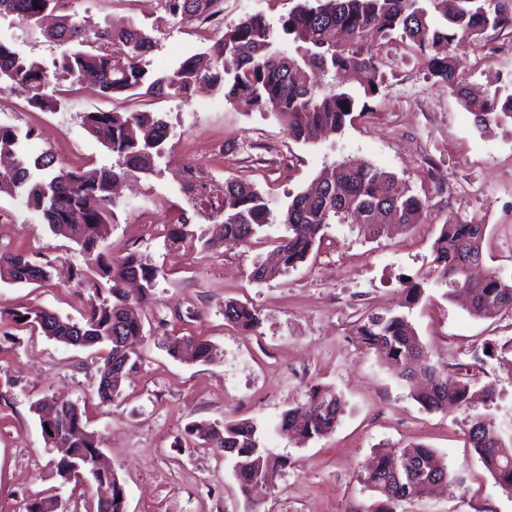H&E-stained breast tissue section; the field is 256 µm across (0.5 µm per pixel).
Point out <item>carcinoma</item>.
Wrapping results in <instances>:
<instances>
[{"label": "carcinoma", "mask_w": 512, "mask_h": 512, "mask_svg": "<svg viewBox=\"0 0 512 512\" xmlns=\"http://www.w3.org/2000/svg\"><path fill=\"white\" fill-rule=\"evenodd\" d=\"M74 0H0V18L17 17L39 27L47 12L57 13V24L46 36L65 46L49 71L29 61L0 40V91L25 95L28 106L55 111L60 101L48 93L59 75L96 88L105 98L157 97L164 93L188 99L199 85H207L233 103L250 100L258 110L281 122L289 139L310 143L325 131H341L360 103L379 91L382 51L398 43L412 49L430 78L448 83L474 115L482 130L512 121V92L495 91L481 100L469 99L458 78L449 49L453 43L477 42L489 32L512 35V0H297L280 19L276 32L260 14L247 15L231 26H222L224 0H159L161 10L174 17L217 25L219 37L162 74L146 68L145 57L155 46L152 32L135 19L120 26L88 29L76 19ZM355 70L364 75L356 89L332 83L336 74ZM85 129L115 157L111 166L82 169L55 166L46 153L28 162L22 140L33 129L21 131L0 124V154L16 157L14 166L0 171V194L22 193L27 206L40 213L50 231L80 245L84 265L75 270L79 283L92 285L97 295L82 319L73 321L41 307L10 312L8 320L23 322L58 342L80 338L81 348L100 352L102 366L131 360L135 351L128 337L140 336L143 324L137 309L148 303L161 275L136 251L121 255L107 244L114 224L115 182L135 173L149 172L164 153L170 137L168 122L150 111L87 112ZM427 200L397 182L395 175L368 162L343 161L320 173L312 186L297 195L274 217L266 197L252 184L233 177L221 184L205 181L198 187L193 213L222 224V243L247 245L260 229L278 219L285 234L276 240V266L256 263V281L288 274L303 263L321 241L330 224H357L364 235L377 239L386 225L409 226L424 222ZM196 234L188 213L165 225L169 246L194 242ZM486 225L450 218L433 244L435 281L453 292L470 296L468 311L474 317L492 318L512 312V274L494 270L482 280L468 278L465 265L483 258ZM50 279L48 264L34 261L19 250L0 253V281L38 284ZM140 283L133 297L126 288ZM224 320L243 331L260 325L256 309L237 300L224 302ZM362 347L393 363L398 377L414 398L430 411L466 406L476 397L487 402L495 390L472 391L470 380L452 382L429 362L427 348L412 324L391 312H368L354 329ZM168 353L179 360L209 363L210 342L196 336L171 338ZM121 381L100 377L97 394L111 403L120 395ZM54 427L67 456L58 460L57 474L69 481L68 462L81 463L92 480L112 486L111 503L96 512H126L121 500L124 486L110 467H100L95 437L85 430L78 404L51 398ZM345 408L332 389L311 386L304 402L281 415L279 427L304 441L335 432ZM185 434L195 447L217 448L234 464L239 491L251 509L263 502L270 471L287 460L260 446L257 427L250 421L224 425L192 422ZM465 434L473 451L506 491L512 492V439L507 441L495 418L475 414ZM447 460L432 448L416 445L380 453L361 471V481L387 503L428 495L436 483L448 480ZM53 496L34 498L26 512H56Z\"/></svg>", "instance_id": "1"}]
</instances>
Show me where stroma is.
Instances as JSON below:
<instances>
[{
    "instance_id": "stroma-1",
    "label": "stroma",
    "mask_w": 512,
    "mask_h": 512,
    "mask_svg": "<svg viewBox=\"0 0 512 512\" xmlns=\"http://www.w3.org/2000/svg\"><path fill=\"white\" fill-rule=\"evenodd\" d=\"M293 0H224V21L260 14L271 26ZM79 16L100 26L132 17L157 27L158 42L146 56L162 72L200 51L194 23L164 19L156 5L135 0H76ZM0 38L21 56L52 66L61 47L19 19L0 20ZM382 70L380 91L363 114L342 131L309 144L289 140L271 115L248 103L225 102L203 87L188 99L165 96L152 111L166 114L177 135L154 174H136L120 189L124 207L112 226L111 251H138L160 269L154 295L142 311L143 334L135 342V369L118 399L100 403L99 374L87 351L48 338L40 330L0 322V512H24L35 497L53 495L58 512H96V486L62 483L43 438L33 403L45 396L76 402L86 428L124 485L126 512H247L232 467L211 448L184 446L193 421L248 420L260 441L288 465L277 470L262 512H375L378 498L359 480L363 463L381 451L423 444L444 456L450 479L423 498L395 503L394 512H512L505 492L472 452L464 430L471 415L491 412L512 432V366L485 358L475 380L499 394L493 406L474 402L445 412L425 409L389 364L360 346L353 324L368 310L404 313L439 365L470 362L473 351L512 339V313L477 319L433 281L432 245L448 217L486 226L481 272L512 271V124L481 131L446 84L427 78L406 48ZM452 54L474 93L512 86V48L494 39L462 43ZM54 112L31 109L23 95L0 92V124L35 134L24 140L29 158L49 152L74 166L111 165L113 157L82 123L84 113L140 108L137 100H110L82 84L62 81ZM52 128V139L40 131ZM224 145L211 155V142ZM347 159L394 173L428 201V220L390 236L366 238L355 224H332L310 258L274 280H253L257 260L267 258L282 225L264 227L251 244L200 252L174 250L162 232H149L138 214L156 200L152 222L177 220L185 207L179 168L195 162L216 179L234 177L257 186L273 211L282 210L326 167ZM17 248L50 262L42 285L0 281V311L41 306L80 319L94 291L69 277L82 265L78 244L51 233L21 198L0 196V251ZM425 289L414 306L404 301L403 281ZM235 299L260 313L257 331L224 320V302ZM191 334L210 341L207 364L173 359L168 337ZM340 393L346 411L334 433L305 443L281 433V413L301 402L308 388Z\"/></svg>"
}]
</instances>
